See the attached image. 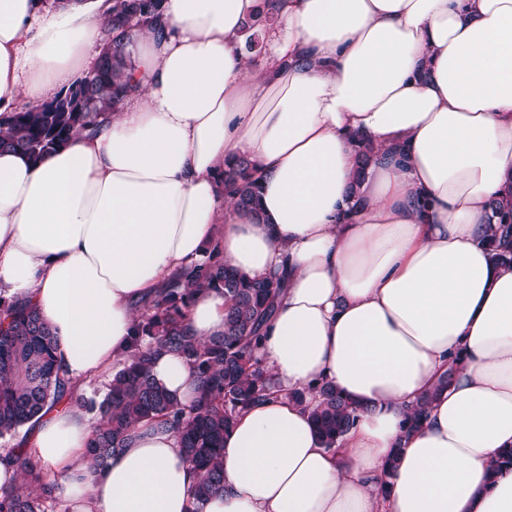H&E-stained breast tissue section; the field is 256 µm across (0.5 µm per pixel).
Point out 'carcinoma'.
Returning a JSON list of instances; mask_svg holds the SVG:
<instances>
[{
  "mask_svg": "<svg viewBox=\"0 0 512 512\" xmlns=\"http://www.w3.org/2000/svg\"><path fill=\"white\" fill-rule=\"evenodd\" d=\"M162 2L112 0L113 36L96 70L78 81L80 111L51 110L47 102L22 110L0 129V148L37 162L71 138L93 130L102 114L117 110L130 87L133 61L126 46L131 32L155 18ZM276 7L277 0H265L263 10L246 20L247 50H262L261 35L275 23ZM224 188L239 209L259 210V185L248 160L241 158L224 169ZM495 213L500 222L492 230L489 245L492 258L505 264L512 262V203L495 208ZM281 288L278 280L247 278L224 265L214 246L207 261L182 270L158 296L145 302L134 325L132 354L112 376L98 407V423L85 448L92 467H104L140 423L165 427L176 434L196 472L190 512H203L208 498L224 486V433L237 413L273 393V375L257 350ZM203 290L223 294L227 304L224 333L207 340L198 338L187 323L190 303ZM55 348L56 337L37 309L15 303L0 315V437L32 424L48 404L66 396ZM161 351L181 355L193 365L198 384L190 406L153 377L151 363ZM433 398L431 393L411 409L409 427L426 420ZM311 415L322 443L332 448L355 426L359 407L325 383ZM17 462L23 481L0 489V512H48L57 501L55 483L45 479L25 454H19Z\"/></svg>",
  "mask_w": 512,
  "mask_h": 512,
  "instance_id": "obj_1",
  "label": "carcinoma"
}]
</instances>
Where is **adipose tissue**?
<instances>
[{
    "mask_svg": "<svg viewBox=\"0 0 512 512\" xmlns=\"http://www.w3.org/2000/svg\"><path fill=\"white\" fill-rule=\"evenodd\" d=\"M263 6L165 0L128 46L132 90L93 133L37 162L0 151V298L41 312L75 396L131 354L136 302L217 244L285 288L261 344L277 391L225 433L224 488L203 512H512V263L488 246L512 201V0H281L257 55L242 26ZM111 11L0 0V124L94 66ZM238 157L255 215L224 193ZM224 315L206 291L188 323L205 340ZM152 373L190 403L184 357ZM326 382L363 408L333 449L291 398ZM93 426L74 400L31 430L71 512H189L174 433L139 424L96 471Z\"/></svg>",
    "mask_w": 512,
    "mask_h": 512,
    "instance_id": "obj_1",
    "label": "adipose tissue"
}]
</instances>
